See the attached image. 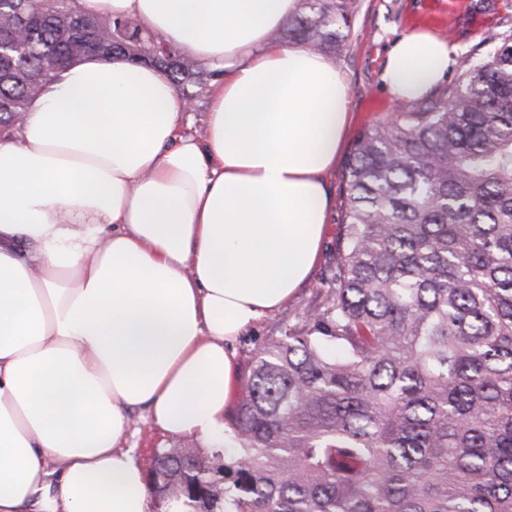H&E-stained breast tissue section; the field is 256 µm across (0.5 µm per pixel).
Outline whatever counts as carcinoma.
<instances>
[{
  "label": "carcinoma",
  "mask_w": 512,
  "mask_h": 512,
  "mask_svg": "<svg viewBox=\"0 0 512 512\" xmlns=\"http://www.w3.org/2000/svg\"><path fill=\"white\" fill-rule=\"evenodd\" d=\"M358 0L288 37L341 49ZM0 136L89 53L215 73L79 0H0ZM354 141L326 304L261 346L220 448H156L153 512H512V33Z\"/></svg>",
  "instance_id": "cac0c4a2"
}]
</instances>
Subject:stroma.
Wrapping results in <instances>:
<instances>
[{
  "label": "stroma",
  "instance_id": "obj_1",
  "mask_svg": "<svg viewBox=\"0 0 512 512\" xmlns=\"http://www.w3.org/2000/svg\"><path fill=\"white\" fill-rule=\"evenodd\" d=\"M442 0H359L350 21L348 38L334 60L348 79L352 121L347 134L355 139L364 127L386 120L396 103L382 79L381 70L390 44L401 34L430 27L456 46L458 57L479 63L490 52L484 42L493 31L512 27V0H467L452 24L441 23ZM350 147H343L335 167L325 176L333 206L319 261L310 276L278 310L245 329L229 349L237 375L248 370L257 349L279 331L300 322L325 298V281L336 269V233L344 218L343 174ZM181 440L156 428L146 411H135L123 445L141 465H149L153 449L180 446Z\"/></svg>",
  "mask_w": 512,
  "mask_h": 512
}]
</instances>
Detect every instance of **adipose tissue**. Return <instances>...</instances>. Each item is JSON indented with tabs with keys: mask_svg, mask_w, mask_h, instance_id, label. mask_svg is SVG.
Here are the masks:
<instances>
[{
	"mask_svg": "<svg viewBox=\"0 0 512 512\" xmlns=\"http://www.w3.org/2000/svg\"><path fill=\"white\" fill-rule=\"evenodd\" d=\"M300 4L80 0L220 79L199 139L160 68L91 54L0 137V512H151L122 446L141 408L168 435L222 442L228 344L314 268L350 121L335 61L273 38ZM455 57L412 30L383 81L415 100Z\"/></svg>",
	"mask_w": 512,
	"mask_h": 512,
	"instance_id": "adipose-tissue-1",
	"label": "adipose tissue"
}]
</instances>
